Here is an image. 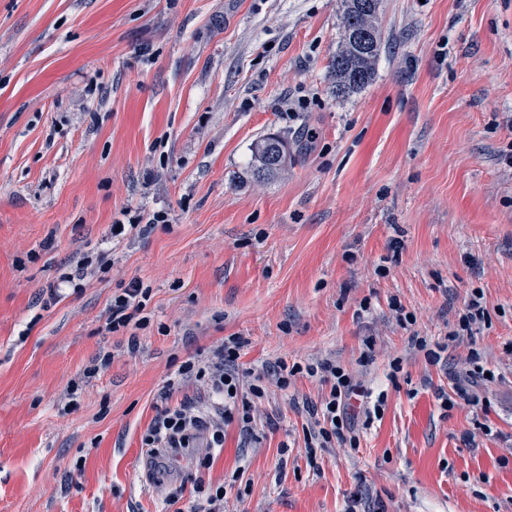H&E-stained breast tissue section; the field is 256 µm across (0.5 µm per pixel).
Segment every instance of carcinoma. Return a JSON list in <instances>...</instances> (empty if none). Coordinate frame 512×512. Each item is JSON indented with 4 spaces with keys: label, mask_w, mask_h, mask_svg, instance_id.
Wrapping results in <instances>:
<instances>
[{
    "label": "carcinoma",
    "mask_w": 512,
    "mask_h": 512,
    "mask_svg": "<svg viewBox=\"0 0 512 512\" xmlns=\"http://www.w3.org/2000/svg\"><path fill=\"white\" fill-rule=\"evenodd\" d=\"M380 0H343L342 41L331 62L336 93L363 88L374 75L382 50L377 24ZM288 163V144L278 136H267L252 147V175L257 181L279 173Z\"/></svg>",
    "instance_id": "cac0c4a2"
}]
</instances>
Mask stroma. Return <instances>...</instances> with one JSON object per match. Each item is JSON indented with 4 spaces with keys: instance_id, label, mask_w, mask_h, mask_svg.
I'll list each match as a JSON object with an SVG mask.
<instances>
[{
    "instance_id": "35a3bbf8",
    "label": "stroma",
    "mask_w": 512,
    "mask_h": 512,
    "mask_svg": "<svg viewBox=\"0 0 512 512\" xmlns=\"http://www.w3.org/2000/svg\"><path fill=\"white\" fill-rule=\"evenodd\" d=\"M340 15L0 0V512H189L201 480L224 512H512V0H381L385 48L345 97ZM270 134L288 165L257 182ZM133 280L150 324L110 333ZM476 290L484 322L449 342ZM230 336L244 370L336 361L385 394L381 419L308 461L330 388L270 379L210 469L201 448L148 464L158 410L213 401L169 378ZM474 355L493 377L459 394Z\"/></svg>"
}]
</instances>
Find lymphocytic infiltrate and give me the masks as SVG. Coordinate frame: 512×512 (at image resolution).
Returning <instances> with one entry per match:
<instances>
[{
    "instance_id": "obj_1",
    "label": "lymphocytic infiltrate",
    "mask_w": 512,
    "mask_h": 512,
    "mask_svg": "<svg viewBox=\"0 0 512 512\" xmlns=\"http://www.w3.org/2000/svg\"><path fill=\"white\" fill-rule=\"evenodd\" d=\"M149 298V290L136 280L113 294L107 324L109 332L126 330L134 321L139 326H146L148 320L144 318L143 311ZM243 345L241 337L231 336L225 339L211 360L190 359L179 365L169 380L170 385L186 382L203 385L218 398L219 403L214 410L208 411L187 400L158 412L141 439L148 458L193 447L201 437L205 438L208 447H223L224 427L232 422L238 423L242 431H250L254 420L252 403L263 397L266 375L253 369L240 370L238 359ZM300 373L319 378L330 386V392L320 407L318 428L306 438V451L331 447L338 440L357 444L353 398L368 399L369 404L364 408L367 421L380 418L384 411V396H372L370 391L354 384L349 373L335 361L326 359L305 366L298 363L281 365L277 382L280 387H288L291 377Z\"/></svg>"
}]
</instances>
